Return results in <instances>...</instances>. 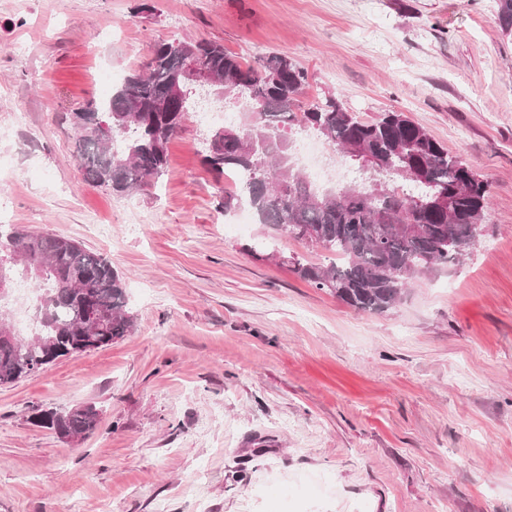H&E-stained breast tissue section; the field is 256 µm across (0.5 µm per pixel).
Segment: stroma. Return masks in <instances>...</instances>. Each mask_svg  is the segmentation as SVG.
Returning <instances> with one entry per match:
<instances>
[{"label": "stroma", "instance_id": "35a3bbf8", "mask_svg": "<svg viewBox=\"0 0 512 512\" xmlns=\"http://www.w3.org/2000/svg\"><path fill=\"white\" fill-rule=\"evenodd\" d=\"M497 0H0V224L103 254L135 327L0 387V512H512V35ZM307 73L362 120L405 113L490 184L461 264L354 310L281 256L317 247L221 214L188 120L166 174L85 181L71 114L162 40ZM92 403L75 443L41 409Z\"/></svg>", "mask_w": 512, "mask_h": 512}]
</instances>
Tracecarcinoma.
Masks as SVG:
<instances>
[{
	"instance_id": "obj_1",
	"label": "carcinoma",
	"mask_w": 512,
	"mask_h": 512,
	"mask_svg": "<svg viewBox=\"0 0 512 512\" xmlns=\"http://www.w3.org/2000/svg\"><path fill=\"white\" fill-rule=\"evenodd\" d=\"M502 30L512 33V0H498ZM202 48L201 66L223 81V108L232 100L243 121L217 130V147L204 164L221 180L240 175L243 182L223 193L220 210L228 215L245 205L275 232L333 255L329 265L299 257L288 262L302 279L361 312L383 313L395 307L409 282L437 266L459 264L474 245L490 204L488 183L460 156L448 151L404 113L387 111L362 121L334 98L300 109L306 73L288 56L268 53L245 62L216 42L173 40L156 43L147 60L103 102L90 101L72 113L75 149L85 179L118 195L130 194L166 173L168 144L190 117L193 89L157 112L171 75L182 66L176 46ZM103 113L109 131L95 116ZM295 126L314 129L334 152L384 185L371 189L344 186L316 192L295 164L289 149ZM357 143L362 156L346 153ZM471 218L448 221V209ZM412 222L411 235L398 226ZM6 258L7 285L19 276L40 291L37 329L15 342L0 343V386L9 385L61 358L112 345L134 328V316L122 278L103 255L60 236L0 224V258ZM90 308L105 314L97 330L84 324ZM101 410L94 404L35 415L57 435L83 439L96 430Z\"/></svg>"
}]
</instances>
